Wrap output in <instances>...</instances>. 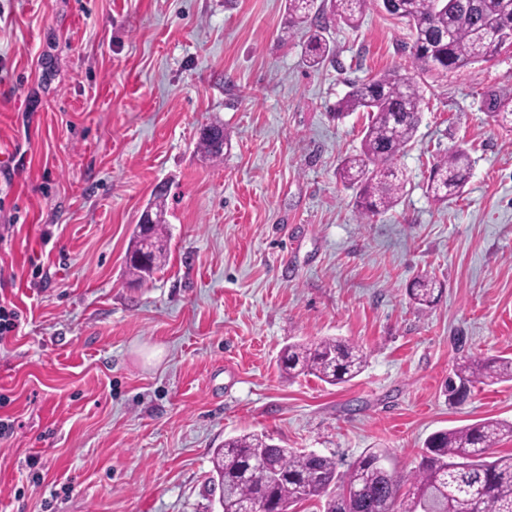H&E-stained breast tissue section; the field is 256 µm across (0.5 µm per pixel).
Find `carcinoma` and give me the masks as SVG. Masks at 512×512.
Returning <instances> with one entry per match:
<instances>
[{"mask_svg": "<svg viewBox=\"0 0 512 512\" xmlns=\"http://www.w3.org/2000/svg\"><path fill=\"white\" fill-rule=\"evenodd\" d=\"M317 0H288V28L320 14ZM374 0H331L333 13L349 26L358 23ZM389 14L405 20L414 34L411 54L434 70H460L475 62L492 60L512 45L495 35L512 31V0H392ZM307 62L319 67L332 60L333 49L322 31L312 34ZM422 95L407 77L388 73L367 83L353 84L336 105V115L367 113L360 151L345 157L338 173L343 186L353 191L361 217L375 216L395 207L406 188L396 163L414 140L421 121ZM486 110L497 124L512 125V94H492ZM471 158L458 146L438 160L427 183V194L438 204L461 196L469 181ZM154 224L137 230L126 255L131 280L163 269L168 262L164 239L165 213L150 207ZM442 285L427 275L414 280L412 300L429 307ZM366 353L354 343L325 339L316 344L294 343L284 348L279 369L288 377L312 375L329 385L357 377ZM512 382V357L479 359L464 356L448 378V404H460L476 383ZM512 438V422L484 419L471 425L443 429L424 441L422 462L410 477L412 490L402 496L399 481L381 469L385 453L370 452L339 471L336 460L270 443V438L247 433L224 440L214 456V472L221 490L222 512H239L242 504L260 505L262 512L286 509L317 498L323 512H512V454L489 456L503 439ZM251 463L265 468L262 482L244 481L241 471Z\"/></svg>", "mask_w": 512, "mask_h": 512, "instance_id": "obj_1", "label": "carcinoma"}]
</instances>
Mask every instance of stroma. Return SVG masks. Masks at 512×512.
I'll return each instance as SVG.
<instances>
[{
	"mask_svg": "<svg viewBox=\"0 0 512 512\" xmlns=\"http://www.w3.org/2000/svg\"><path fill=\"white\" fill-rule=\"evenodd\" d=\"M319 22L335 56L313 70L286 0H0V299L24 314L0 344V512H219L213 452L250 432L342 464L385 451L405 493L433 432L512 422V382L444 393L461 357L512 355V127L486 111L512 94V47L430 71L382 6ZM393 72L421 122L401 202L365 222L337 169L367 115L334 107ZM458 145L466 192L435 204ZM160 186L170 260L132 285ZM424 274L443 285L428 309L408 295ZM327 338L363 347L358 377L281 375L286 345ZM471 166L468 152L460 146L445 154L431 169L428 197L438 204L460 197L469 181Z\"/></svg>",
	"mask_w": 512,
	"mask_h": 512,
	"instance_id": "obj_1",
	"label": "stroma"
}]
</instances>
